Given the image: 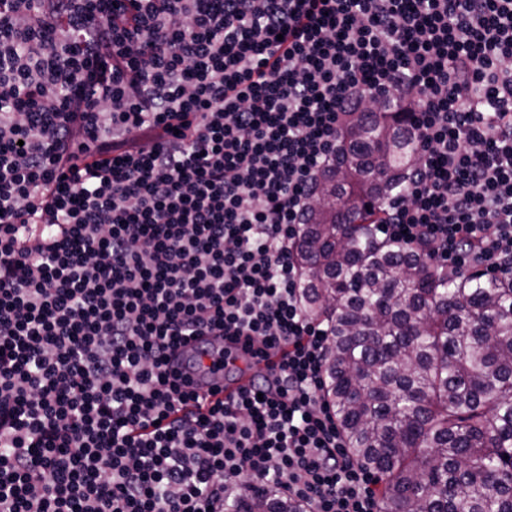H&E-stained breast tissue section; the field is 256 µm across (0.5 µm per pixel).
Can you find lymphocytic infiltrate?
<instances>
[{
	"label": "lymphocytic infiltrate",
	"instance_id": "lymphocytic-infiltrate-1",
	"mask_svg": "<svg viewBox=\"0 0 512 512\" xmlns=\"http://www.w3.org/2000/svg\"><path fill=\"white\" fill-rule=\"evenodd\" d=\"M382 90L419 162L375 236L511 273L512 0H0V512H379L292 247ZM202 336L250 389H183ZM226 512H305L304 505L295 499L275 492L248 495L225 504Z\"/></svg>",
	"mask_w": 512,
	"mask_h": 512
}]
</instances>
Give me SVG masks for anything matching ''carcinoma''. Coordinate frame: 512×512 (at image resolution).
Segmentation results:
<instances>
[{
	"mask_svg": "<svg viewBox=\"0 0 512 512\" xmlns=\"http://www.w3.org/2000/svg\"><path fill=\"white\" fill-rule=\"evenodd\" d=\"M351 112L293 249L329 327L324 396L380 512H512V274L448 275L372 235L416 159L410 105ZM351 233H343L345 225ZM225 512H305L275 492Z\"/></svg>",
	"mask_w": 512,
	"mask_h": 512,
	"instance_id": "carcinoma-1",
	"label": "carcinoma"
}]
</instances>
